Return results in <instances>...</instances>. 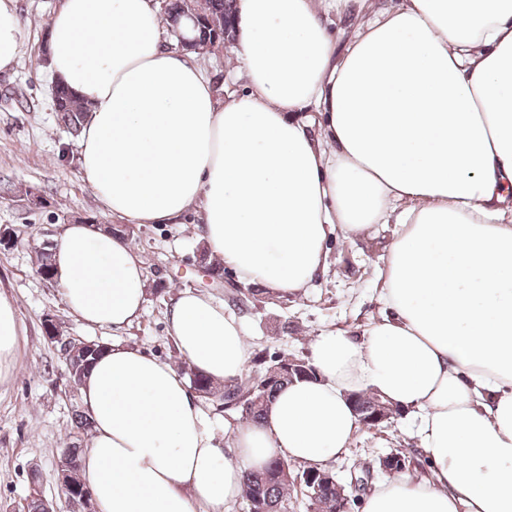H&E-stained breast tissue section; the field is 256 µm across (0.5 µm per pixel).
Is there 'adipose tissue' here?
<instances>
[{"mask_svg": "<svg viewBox=\"0 0 512 512\" xmlns=\"http://www.w3.org/2000/svg\"><path fill=\"white\" fill-rule=\"evenodd\" d=\"M352 12L364 19L340 53L329 19ZM233 34L246 82L219 96L191 53L168 48L155 0H63L46 54L90 106L84 182L138 224L198 208L206 250L278 298L312 283L337 233L396 221L386 314L358 340L315 336V378L232 428L233 462L170 363L108 346L80 384L98 512H224L242 465L346 454L361 391L417 411L431 470L380 483L363 512H512V0H237ZM52 263L81 323L140 318L148 280L120 236L64 225ZM166 324L197 370L241 377L250 350L223 305L186 289ZM18 345L0 294V378Z\"/></svg>", "mask_w": 512, "mask_h": 512, "instance_id": "obj_1", "label": "adipose tissue"}]
</instances>
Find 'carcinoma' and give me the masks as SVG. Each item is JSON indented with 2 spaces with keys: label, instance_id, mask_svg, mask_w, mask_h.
<instances>
[{
  "label": "carcinoma",
  "instance_id": "obj_1",
  "mask_svg": "<svg viewBox=\"0 0 512 512\" xmlns=\"http://www.w3.org/2000/svg\"><path fill=\"white\" fill-rule=\"evenodd\" d=\"M236 0H206L205 11L218 22V26L197 20L189 39L196 45H204L218 39L224 40L232 29V18ZM199 3L186 0H166L164 16L172 32L182 31L183 21L194 15ZM58 118L67 132L77 137L88 118L87 103L78 99L68 87L57 83L54 96ZM53 247L41 244L37 251L36 267L41 275L52 278ZM191 388L200 397L216 398L227 410L236 412L239 420L258 423L274 398V392L295 380L315 376L316 371L305 359L297 356L277 357L262 367L255 376L239 378L232 384L219 388L207 376L184 367ZM354 410L362 426L372 429L382 426L379 417L393 421L404 415L405 410L389 400L370 393L352 395ZM307 469L294 470L288 460L274 457L260 470L250 467L242 469L243 499L248 512H290L294 508L296 496L292 492L301 491L307 498L312 512H336L338 491L336 482H315L308 484L305 479Z\"/></svg>",
  "mask_w": 512,
  "mask_h": 512
}]
</instances>
